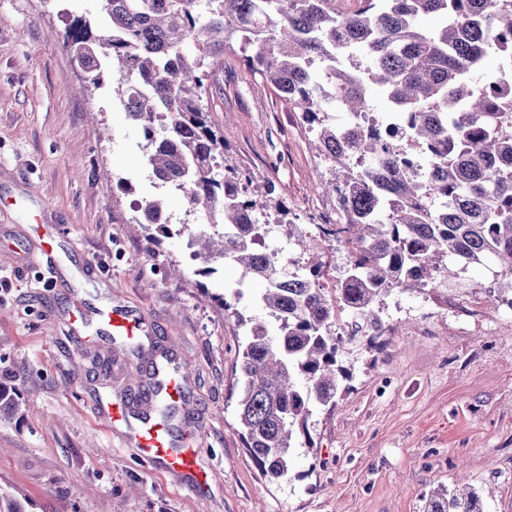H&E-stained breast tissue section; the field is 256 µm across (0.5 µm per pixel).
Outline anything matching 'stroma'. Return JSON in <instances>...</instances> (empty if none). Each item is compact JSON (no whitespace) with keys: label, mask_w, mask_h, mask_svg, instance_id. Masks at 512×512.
Instances as JSON below:
<instances>
[{"label":"stroma","mask_w":512,"mask_h":512,"mask_svg":"<svg viewBox=\"0 0 512 512\" xmlns=\"http://www.w3.org/2000/svg\"><path fill=\"white\" fill-rule=\"evenodd\" d=\"M102 0H0V371L22 380L21 404L0 417V488L30 512H423L422 496L466 480L484 512H512V315L465 291L512 275L468 267L457 295L433 288L385 306L381 351L346 358L350 388L309 427L291 477L271 483L247 454L234 414L238 349L254 317L249 298L225 310L240 279L217 264L199 288L184 255L182 193L154 184L144 142L108 71L98 87L64 48L74 18L98 23ZM229 155L276 180L290 208L322 196L329 173L287 103L226 58L207 94ZM124 179L127 190L111 185ZM160 198L172 238L147 245L132 220ZM60 229L45 250L40 226ZM144 311L152 344L101 334L96 311ZM173 354L186 381L197 458L212 479L199 497L147 468L127 426L98 415L104 397L147 384L155 351Z\"/></svg>","instance_id":"35a3bbf8"}]
</instances>
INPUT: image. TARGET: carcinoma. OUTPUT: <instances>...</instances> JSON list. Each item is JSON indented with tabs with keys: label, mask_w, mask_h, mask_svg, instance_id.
I'll list each match as a JSON object with an SVG mask.
<instances>
[{
	"label": "carcinoma",
	"mask_w": 512,
	"mask_h": 512,
	"mask_svg": "<svg viewBox=\"0 0 512 512\" xmlns=\"http://www.w3.org/2000/svg\"><path fill=\"white\" fill-rule=\"evenodd\" d=\"M358 2L341 13L336 0H206L205 18L199 0H104L108 28L76 18L62 34L94 85L99 51L112 58L152 178L217 227L202 262H230L241 280L264 284L254 302L266 319L238 316L250 330L235 407L244 447L272 483L288 476L299 438L312 445L309 419L346 389L343 362L356 337L336 332L337 312L368 334L369 347L370 333L388 330L382 308L391 290H422L455 273L457 262L493 258L512 273V0ZM428 18L438 25L426 27ZM237 43L253 47L251 73L309 126L316 157L329 167L325 188L339 192L349 259L333 299L320 288L314 243L297 231L275 183L241 189L244 170L228 160L224 132L209 120L204 95ZM490 57L500 77L472 83ZM318 66L349 113L343 125L331 121ZM374 94L387 111L411 117L395 148L381 150L358 122L369 115L383 125ZM407 153L420 155L423 176L405 169ZM267 214L307 255L303 274L257 246L249 216ZM134 223L150 241L171 235L161 198ZM0 512H26L25 502L0 489ZM423 512H483V502L473 489H438Z\"/></svg>",
	"instance_id": "carcinoma-1"
}]
</instances>
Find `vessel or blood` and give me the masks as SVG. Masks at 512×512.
Listing matches in <instances>:
<instances>
[{"label": "vessel or blood", "instance_id": "obj_1", "mask_svg": "<svg viewBox=\"0 0 512 512\" xmlns=\"http://www.w3.org/2000/svg\"><path fill=\"white\" fill-rule=\"evenodd\" d=\"M98 319L119 336L137 340L153 334L152 327L143 313L122 306H109L100 310ZM155 372L162 386L163 397L177 405H185V384L178 369L161 364L156 366ZM130 440L137 448L141 462L177 477L192 495H201L207 487L210 476L198 464L194 448L197 440L195 433H187L181 448H173L167 424L162 419L150 416L140 419L139 423L132 427Z\"/></svg>", "mask_w": 512, "mask_h": 512}]
</instances>
